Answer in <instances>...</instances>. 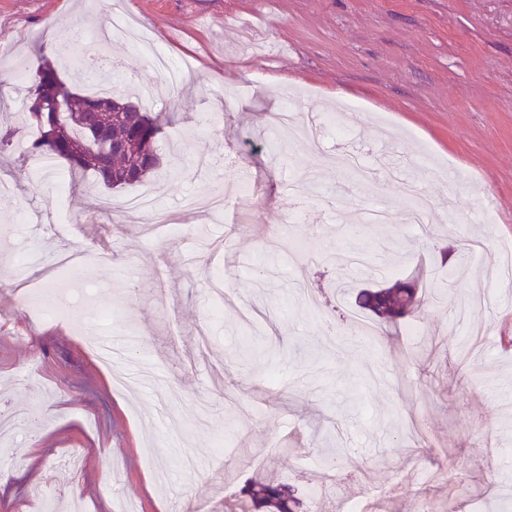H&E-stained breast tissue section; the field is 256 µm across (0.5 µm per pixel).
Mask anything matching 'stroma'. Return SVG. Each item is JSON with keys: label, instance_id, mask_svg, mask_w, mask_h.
Returning a JSON list of instances; mask_svg holds the SVG:
<instances>
[{"label": "stroma", "instance_id": "35a3bbf8", "mask_svg": "<svg viewBox=\"0 0 512 512\" xmlns=\"http://www.w3.org/2000/svg\"><path fill=\"white\" fill-rule=\"evenodd\" d=\"M125 15L192 70L163 85L139 48L109 35ZM75 23L88 67L57 61ZM58 63L68 85L159 87L166 122L147 184L182 234L144 236L133 188L90 173L42 174L15 100V67ZM342 108L347 138L289 143L267 127ZM0 512H224L245 481L278 472L321 512H512V0H0ZM341 149L378 163L367 183L334 177ZM334 186L336 207L297 198L299 174ZM430 199L411 223L404 184ZM220 194L216 217L186 210ZM388 210L345 234L350 214ZM493 223L479 222L484 210ZM484 240L456 266L464 237ZM382 258L384 285L422 306L370 316L373 348L334 336L359 308L343 266ZM267 269L265 283L257 272ZM104 287L101 322L47 321L22 299ZM116 337L114 373L88 337ZM317 356L297 351L302 338ZM116 367V368H117ZM341 448L348 478L323 465Z\"/></svg>", "mask_w": 512, "mask_h": 512}]
</instances>
